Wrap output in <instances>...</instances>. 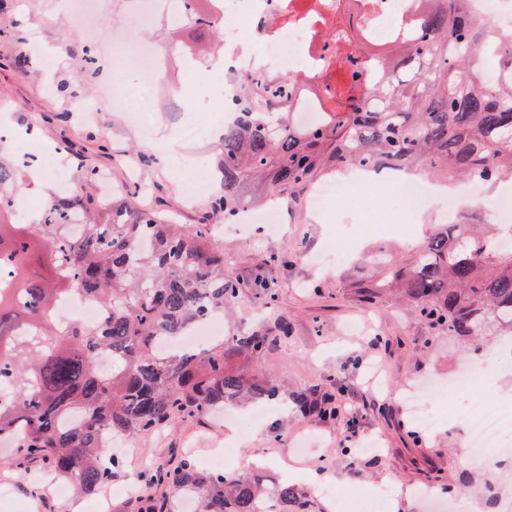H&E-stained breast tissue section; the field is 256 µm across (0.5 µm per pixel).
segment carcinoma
<instances>
[{
  "mask_svg": "<svg viewBox=\"0 0 512 512\" xmlns=\"http://www.w3.org/2000/svg\"><path fill=\"white\" fill-rule=\"evenodd\" d=\"M412 17L390 39L369 37L368 0H345L329 24L342 41L324 77L326 120L296 122L299 77L273 76L242 90L267 104L242 103L224 124L221 191L212 217L245 208L244 189L263 182L270 196L310 182L324 168L406 171L477 183L512 178V80H483L493 58L512 71V35L471 15L469 0H414ZM194 53L210 52L214 24L195 13ZM20 170L0 160V439L14 443L16 468L38 464L82 494L108 484L119 463L114 435L153 431L182 415H205L243 400L272 401L278 388L249 363L288 323L234 332L194 351H159L212 314L234 310L242 285L224 275L214 225L180 224L151 209L129 215L91 193L58 194L30 223L15 217ZM478 210L434 225L410 261L379 253L375 282L361 291L374 306L407 299L436 335L477 340L496 326L512 332V249L483 231ZM79 295L100 305L96 323L60 326L58 301ZM112 353V372L98 355ZM336 418V399L294 398ZM175 492H191L200 512H312L292 485L270 491L261 474L226 477L190 459L161 472Z\"/></svg>",
  "mask_w": 512,
  "mask_h": 512,
  "instance_id": "obj_1",
  "label": "carcinoma"
}]
</instances>
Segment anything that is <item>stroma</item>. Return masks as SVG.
<instances>
[{"label": "stroma", "mask_w": 512, "mask_h": 512, "mask_svg": "<svg viewBox=\"0 0 512 512\" xmlns=\"http://www.w3.org/2000/svg\"><path fill=\"white\" fill-rule=\"evenodd\" d=\"M35 31L28 43L25 31ZM52 51L56 67L51 81L35 72L12 67L18 55H30L32 46ZM97 71L86 61V42L80 32L62 20L55 0H0V113H10L15 124L30 128L17 141L21 151L61 152L69 161L64 172L42 177L24 176V196L40 212L55 184L82 189V175L107 173L101 195L116 192L128 210L150 207L182 224H208L212 216L207 195L186 202L184 184L190 171L217 170L220 143L209 132L216 115L206 90H196L187 112H156V137L175 138L176 151L160 156L153 150L137 154L138 139L127 113L103 107L92 119L76 113L75 106L91 97ZM201 128L188 140L178 132L186 123ZM430 205L396 226L394 203L377 190L369 208L352 205L339 212L315 215L307 205L312 185L278 195L279 221L270 232L246 239L235 223L218 226L226 274L243 282L233 321L255 329L286 321L288 335L274 339L253 367L280 385V400L288 409L275 416L274 427L253 429L249 406L237 409L233 429L245 432L230 459L235 472L264 468L270 485H295L312 501L314 512H342L343 498L361 486H383L393 493V512H433L422 504L418 491L428 477L441 473L448 488L468 493L470 512H494L486 499L484 480H491L503 503H512V463L490 468L470 465L464 423L457 409L465 397H491L495 384L498 403L512 405V366L501 367L488 380L476 382L468 394L448 392L441 400H427L425 408L445 416L439 432L419 429L406 411L404 395L422 380L447 381L478 357L494 360L501 337H487L481 352L463 341L434 335L405 306L385 299L373 310L358 300L354 260L317 265L316 254L335 249L337 240L359 243L358 257H370L377 248L392 249L403 258L421 246L430 225L448 217V197L459 187L448 183L436 193L427 182ZM270 288L276 300L265 305L262 290ZM335 394L349 408L335 419L303 414L292 400L301 393ZM224 414L183 417L159 430L128 438L122 464L112 481L96 494L76 499L61 496L53 486L31 495L30 476L6 467L8 451L0 449V485H8L13 512H181L172 490L155 481L157 471L177 466L185 456L203 459L223 447ZM136 484L132 494L119 487Z\"/></svg>", "instance_id": "35a3bbf8"}]
</instances>
